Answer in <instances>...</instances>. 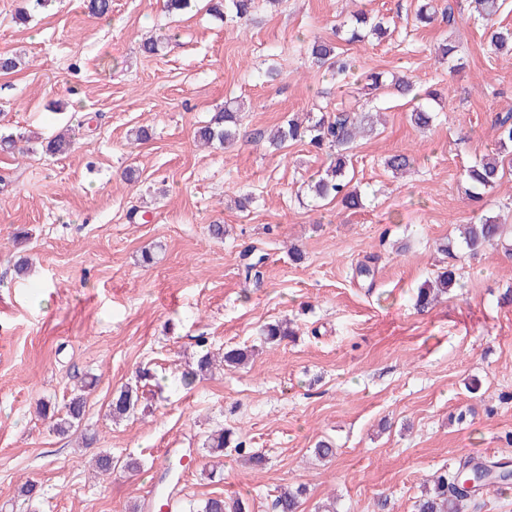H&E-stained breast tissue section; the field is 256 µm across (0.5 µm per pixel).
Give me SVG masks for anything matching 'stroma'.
Instances as JSON below:
<instances>
[{"label":"stroma","instance_id":"stroma-1","mask_svg":"<svg viewBox=\"0 0 512 512\" xmlns=\"http://www.w3.org/2000/svg\"><path fill=\"white\" fill-rule=\"evenodd\" d=\"M360 8L390 32L335 40L361 75L343 84L312 68L306 42L334 40ZM417 8L259 0L241 26L209 16L206 0L181 15L163 0H112L104 17L84 0H0V54L20 59L0 72V130L18 139L17 152L0 151V512H158L162 493L178 512L212 496L273 512L283 485L303 487L300 512H374L382 498L386 512H413L428 476L460 457L512 461V305L499 302L512 289V245L453 258L439 249L458 225L512 212V175L478 203L460 190L512 107V56L488 50L467 0H438L428 27L415 26ZM157 35L177 43L142 54ZM447 38L462 62L453 71L434 54ZM371 72L384 87L368 88ZM402 73L439 92L430 130L413 127L411 98L392 93ZM233 98L239 141L195 146L199 123ZM318 110L380 116L349 151L360 209L311 206L299 189L326 155L259 138ZM142 125L151 138L130 144ZM65 127L68 154L38 148ZM399 153L414 164L396 177L384 160ZM244 192L246 212L234 206ZM20 231L28 238L13 245ZM247 253L264 258L263 288L244 284ZM21 254L33 260L23 279ZM451 264L460 288L417 312V288ZM282 319L295 336L263 343L260 327ZM202 335L214 350L256 352L187 389L181 372ZM145 365L157 379L140 388V411L113 421V395ZM84 378L95 385L77 431L53 432L38 403L62 405ZM219 428L243 435L263 464L231 448L210 456L205 440ZM321 440L331 462L314 457ZM102 451L141 469L103 477ZM28 481L42 488L32 502L19 495Z\"/></svg>","mask_w":512,"mask_h":512}]
</instances>
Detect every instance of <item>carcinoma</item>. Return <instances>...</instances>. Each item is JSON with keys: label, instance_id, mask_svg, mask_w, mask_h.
Masks as SVG:
<instances>
[{"label": "carcinoma", "instance_id": "carcinoma-1", "mask_svg": "<svg viewBox=\"0 0 512 512\" xmlns=\"http://www.w3.org/2000/svg\"><path fill=\"white\" fill-rule=\"evenodd\" d=\"M255 0H211L210 12L219 20L238 22L250 15ZM471 13L486 23V35L489 47L496 53H512V28L496 24L497 0H471ZM433 0H422L415 14V21L427 26L434 21ZM386 32L382 22L374 21L365 13H358L337 31V35L348 43L362 42L368 35L381 36ZM312 64L318 68L326 67L338 75L352 68V61L336 59L335 43L315 37L308 45ZM435 113L420 103L410 113V122L419 128L433 124ZM240 114L237 108L227 103L211 116L209 121L198 126L194 133L195 141L201 144L219 143L224 146L234 144L239 136ZM366 117L357 112H345L334 117L325 114L320 117L302 119L293 116L287 119L273 133L267 135L270 143L280 147L287 142L306 141L312 147L327 151V166L309 186L313 197L322 201L338 199L344 208L355 210L362 206V198L351 187L347 176L349 163L347 150L365 132ZM496 155L489 156L463 173L465 194L471 199H481L500 185L504 177V161L512 163V109L498 116L496 120ZM71 148V140L61 133L45 144V151L62 154ZM512 235V225L503 224L496 216L480 218L477 224H466L460 230L459 241L464 249L476 254L487 248L499 245L506 235ZM263 257L243 256L242 272L248 285L258 288L263 283ZM458 284L456 269L440 272L434 282L418 291L415 307L423 312L437 295L446 293ZM294 335L287 325L277 322L268 323L262 329V336L268 342L282 341ZM251 355V350L232 348L222 353H213L208 348L201 349L197 357L196 368L182 374L184 387L196 381L197 373L212 369L220 361L229 365H241ZM92 383L81 385L65 404L63 415H51L52 429L60 434L71 431L83 416L85 401L82 391ZM138 386H126L112 398L110 410L112 418L120 420L134 414L138 405ZM232 433L222 429L207 436L206 445L213 451L222 452L224 447L234 444L235 451L247 457L251 462L260 464L263 457L245 448L241 441L231 442ZM430 487L414 503V512H462L463 503L472 498L475 491L495 487L499 491L512 488V465L507 461L475 460L471 457L460 459L451 470L435 473L429 480ZM302 488L295 490L283 486L277 489L273 500V512H298L301 505ZM196 512H249V505L240 498L225 500L222 496L209 497L198 506Z\"/></svg>", "mask_w": 512, "mask_h": 512}]
</instances>
